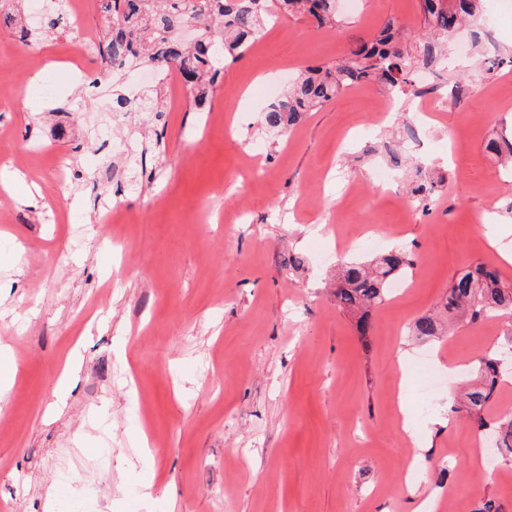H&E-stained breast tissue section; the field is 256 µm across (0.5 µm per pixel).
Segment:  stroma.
Returning a JSON list of instances; mask_svg holds the SVG:
<instances>
[{"label": "stroma", "mask_w": 512, "mask_h": 512, "mask_svg": "<svg viewBox=\"0 0 512 512\" xmlns=\"http://www.w3.org/2000/svg\"><path fill=\"white\" fill-rule=\"evenodd\" d=\"M356 2L337 0L336 30L280 17L204 110L185 92L156 120L112 112L96 48L42 28L54 0H17L15 25L33 33L23 43L0 25V175L24 147L37 168L0 189V361L17 365L0 403V512H45L51 487L81 512H417L432 500L477 512L487 498L512 512V461L475 464L485 438L469 418L439 421L479 357L512 345V318L459 322L435 342L409 332L467 267L512 280L499 258L512 252V174L488 149L512 133V13L481 0L445 59L416 65L408 95L354 85L285 135L258 134L267 84L336 62L388 19L413 41L427 30L421 0ZM73 65L87 88L63 77L54 98L21 96L34 74ZM209 111L223 123L206 125ZM112 206L122 223L104 222ZM365 226L377 250L357 241ZM395 246L416 256L408 286L359 336L331 285L342 262ZM423 355L440 376L426 391ZM401 396L408 412L430 407L407 484Z\"/></svg>", "instance_id": "35a3bbf8"}]
</instances>
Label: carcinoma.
<instances>
[{
	"label": "carcinoma",
	"instance_id": "1",
	"mask_svg": "<svg viewBox=\"0 0 512 512\" xmlns=\"http://www.w3.org/2000/svg\"><path fill=\"white\" fill-rule=\"evenodd\" d=\"M269 0H99L105 25L98 41L101 64L112 71L116 84L139 66L177 68L181 78L191 74L190 93L196 106L206 102L224 66L242 57L261 37L276 12ZM278 9L312 17L318 25L335 19L334 0H277ZM425 19L436 35L446 39L476 15V0H422ZM197 23V39L185 41L178 35L183 25ZM417 57L401 41L398 25L385 23L372 42H359L335 65L307 70L280 98L263 111L264 133L282 134L297 125L313 108L331 100L347 86L378 80L396 93L412 85ZM114 112H161L159 95L139 99L117 90L112 94ZM414 259L397 248L369 263L348 262L336 281V304L357 315V329L366 335L371 310L386 297L388 285L413 268ZM512 315V284L503 282L496 271L477 263L454 276L448 295L435 314L418 317L412 335L432 340L442 331L441 316L461 317L476 323L493 313ZM501 359L495 353L481 357L478 384L465 393L472 423L480 431L497 432L499 453L512 457V415L489 421L483 409L498 384Z\"/></svg>",
	"mask_w": 512,
	"mask_h": 512
}]
</instances>
